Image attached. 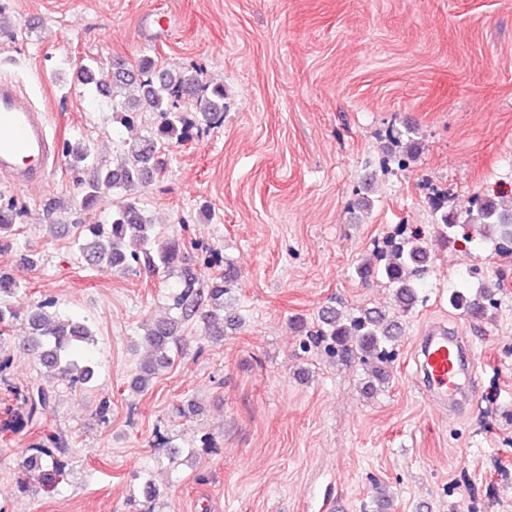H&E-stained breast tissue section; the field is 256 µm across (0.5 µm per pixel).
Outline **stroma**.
<instances>
[{"label": "stroma", "instance_id": "35a3bbf8", "mask_svg": "<svg viewBox=\"0 0 512 512\" xmlns=\"http://www.w3.org/2000/svg\"><path fill=\"white\" fill-rule=\"evenodd\" d=\"M146 55L224 85L221 123L171 144L138 199L161 230L235 263L244 323L218 342L190 323L173 364L133 393L141 325L167 313L174 281L89 267L75 242L121 195L106 189L82 207L65 163L39 192L0 187V204L20 213L0 270L21 288L0 410L31 381L54 400L41 425L0 431V512H374L384 489L385 512H512V254L477 237L433 245L392 383L372 399L359 366L302 349L288 324L336 302L390 307L385 283H364L356 267L397 225L432 232L429 186L457 212L477 195L512 198V0H0V77L47 108L59 143H89L105 163L154 118L125 128L73 71ZM396 133L419 152L384 176ZM364 195L371 210L357 206ZM474 267L504 286L481 321L448 304ZM45 300L90 325L93 382L70 387L15 349L23 309ZM437 324L476 356L464 412L435 408L416 373L418 340ZM190 400L198 412L183 413ZM45 429L66 442V474L21 489ZM147 469L153 499L137 479Z\"/></svg>", "mask_w": 512, "mask_h": 512}]
</instances>
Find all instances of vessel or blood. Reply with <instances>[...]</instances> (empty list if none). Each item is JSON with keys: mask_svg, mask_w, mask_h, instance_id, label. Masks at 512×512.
<instances>
[{"mask_svg": "<svg viewBox=\"0 0 512 512\" xmlns=\"http://www.w3.org/2000/svg\"><path fill=\"white\" fill-rule=\"evenodd\" d=\"M48 112L16 82L0 79V185L42 188L60 163ZM476 360L462 337L439 326L423 336L417 351L419 377L428 395L452 410L475 398Z\"/></svg>", "mask_w": 512, "mask_h": 512, "instance_id": "1", "label": "vessel or blood"}]
</instances>
